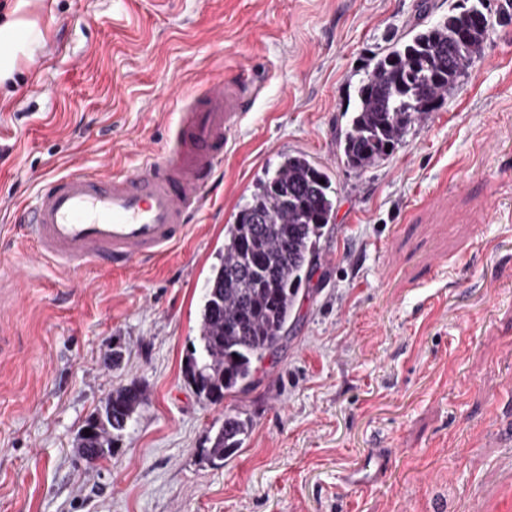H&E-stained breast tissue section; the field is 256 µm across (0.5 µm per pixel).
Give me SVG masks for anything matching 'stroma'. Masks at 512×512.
<instances>
[{
    "instance_id": "stroma-1",
    "label": "stroma",
    "mask_w": 512,
    "mask_h": 512,
    "mask_svg": "<svg viewBox=\"0 0 512 512\" xmlns=\"http://www.w3.org/2000/svg\"><path fill=\"white\" fill-rule=\"evenodd\" d=\"M455 2L35 0L39 60L0 87V225L49 178L162 150L178 93L242 67L263 89L154 264L65 273L12 227L0 512H512V22L387 159L357 174L335 146L364 63ZM293 152L329 171L334 222L287 341L249 391L205 402L181 373L202 288L226 225ZM134 379L145 405L87 464L80 430ZM231 408L252 430L215 467L203 450ZM374 455L378 483L346 484Z\"/></svg>"
}]
</instances>
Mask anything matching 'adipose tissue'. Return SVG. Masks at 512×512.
Segmentation results:
<instances>
[{
    "mask_svg": "<svg viewBox=\"0 0 512 512\" xmlns=\"http://www.w3.org/2000/svg\"><path fill=\"white\" fill-rule=\"evenodd\" d=\"M30 4L31 0H16L13 18L0 22V79L13 72L18 59L30 64L36 61L44 36L36 23L25 17Z\"/></svg>",
    "mask_w": 512,
    "mask_h": 512,
    "instance_id": "ef3b65f1",
    "label": "adipose tissue"
}]
</instances>
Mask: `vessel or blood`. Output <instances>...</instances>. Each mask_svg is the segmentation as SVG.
<instances>
[{"label": "vessel or blood", "instance_id": "vessel-or-blood-1", "mask_svg": "<svg viewBox=\"0 0 512 512\" xmlns=\"http://www.w3.org/2000/svg\"><path fill=\"white\" fill-rule=\"evenodd\" d=\"M262 86L251 71L187 96L176 138L146 151L133 172L70 173L48 181L21 221L39 259L71 272L88 265L128 269L150 262L186 234L222 164L229 137Z\"/></svg>", "mask_w": 512, "mask_h": 512}]
</instances>
